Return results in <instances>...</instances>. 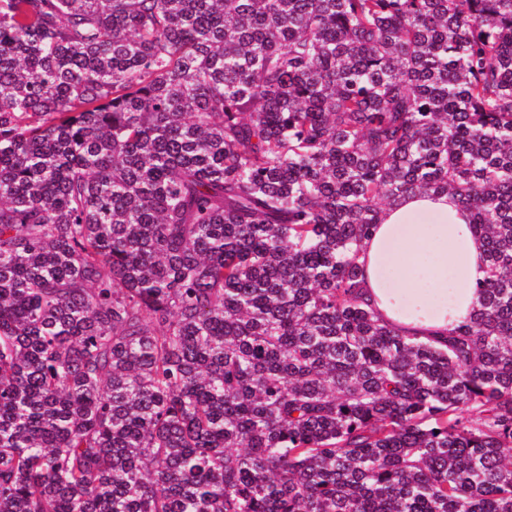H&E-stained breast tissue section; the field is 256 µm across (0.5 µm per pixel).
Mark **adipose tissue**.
Wrapping results in <instances>:
<instances>
[{
  "label": "adipose tissue",
  "instance_id": "1",
  "mask_svg": "<svg viewBox=\"0 0 512 512\" xmlns=\"http://www.w3.org/2000/svg\"><path fill=\"white\" fill-rule=\"evenodd\" d=\"M365 292L387 324L443 339L477 303L485 246L470 214L446 194H409L388 208L360 258Z\"/></svg>",
  "mask_w": 512,
  "mask_h": 512
}]
</instances>
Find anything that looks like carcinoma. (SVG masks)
Returning a JSON list of instances; mask_svg holds the SVG:
<instances>
[{"instance_id": "carcinoma-1", "label": "carcinoma", "mask_w": 512, "mask_h": 512, "mask_svg": "<svg viewBox=\"0 0 512 512\" xmlns=\"http://www.w3.org/2000/svg\"><path fill=\"white\" fill-rule=\"evenodd\" d=\"M411 193L443 342L365 297ZM0 512H512V0H0ZM446 194H409L385 211L359 262L379 317L419 340L446 339L477 304L485 246Z\"/></svg>"}]
</instances>
